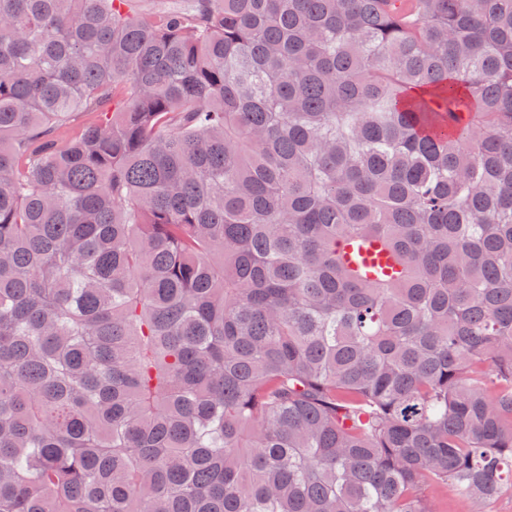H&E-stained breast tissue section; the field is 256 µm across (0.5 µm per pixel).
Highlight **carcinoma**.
Instances as JSON below:
<instances>
[{
  "mask_svg": "<svg viewBox=\"0 0 512 512\" xmlns=\"http://www.w3.org/2000/svg\"><path fill=\"white\" fill-rule=\"evenodd\" d=\"M133 2L0 0V512H492L512 0ZM428 492L436 512H471L470 502L449 484L429 487Z\"/></svg>",
  "mask_w": 512,
  "mask_h": 512,
  "instance_id": "carcinoma-1",
  "label": "carcinoma"
}]
</instances>
